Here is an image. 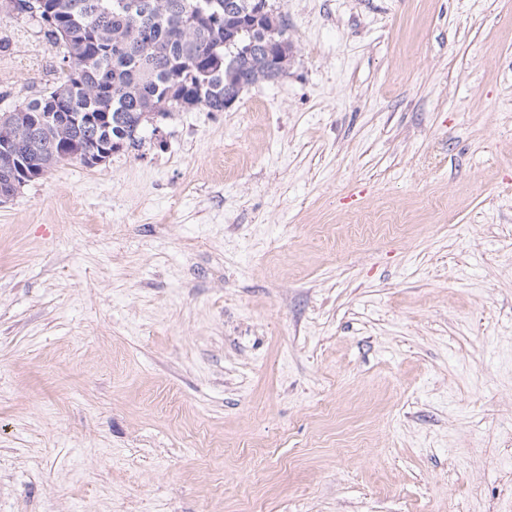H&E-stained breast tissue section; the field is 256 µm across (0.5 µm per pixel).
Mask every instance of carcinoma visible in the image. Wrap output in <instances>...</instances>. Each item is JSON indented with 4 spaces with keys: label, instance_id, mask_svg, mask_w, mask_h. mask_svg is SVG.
I'll return each instance as SVG.
<instances>
[{
    "label": "carcinoma",
    "instance_id": "cac0c4a2",
    "mask_svg": "<svg viewBox=\"0 0 512 512\" xmlns=\"http://www.w3.org/2000/svg\"><path fill=\"white\" fill-rule=\"evenodd\" d=\"M4 10L32 22L62 49L58 76L16 106L0 131L18 141L20 166L0 170V188L28 184L82 151L114 154L145 142L148 119L224 111V102L266 81L264 68L290 45L287 28L265 33L239 15L242 0H10ZM238 34L226 45V29ZM79 118L71 117V114Z\"/></svg>",
    "mask_w": 512,
    "mask_h": 512
}]
</instances>
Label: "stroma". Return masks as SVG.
Masks as SVG:
<instances>
[{
  "label": "stroma",
  "instance_id": "stroma-1",
  "mask_svg": "<svg viewBox=\"0 0 512 512\" xmlns=\"http://www.w3.org/2000/svg\"><path fill=\"white\" fill-rule=\"evenodd\" d=\"M275 5L287 74L0 204V512H512V0Z\"/></svg>",
  "mask_w": 512,
  "mask_h": 512
}]
</instances>
